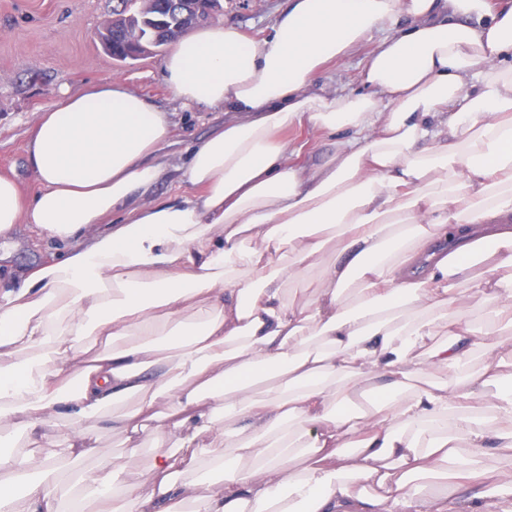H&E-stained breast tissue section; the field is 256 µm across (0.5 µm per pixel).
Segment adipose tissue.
<instances>
[{"label": "adipose tissue", "instance_id": "obj_1", "mask_svg": "<svg viewBox=\"0 0 512 512\" xmlns=\"http://www.w3.org/2000/svg\"><path fill=\"white\" fill-rule=\"evenodd\" d=\"M371 40L360 92L319 86ZM164 72L232 114L181 202L139 203L171 123L118 78L38 116L32 200L0 177V238L55 247L0 281V446H34L0 449V512H500L512 346L480 338L512 327V4L288 0L270 36L197 28ZM303 126L335 135L325 162L295 163ZM104 416L151 442L145 477L100 453Z\"/></svg>", "mask_w": 512, "mask_h": 512}]
</instances>
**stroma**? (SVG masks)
<instances>
[{"label": "stroma", "instance_id": "obj_1", "mask_svg": "<svg viewBox=\"0 0 512 512\" xmlns=\"http://www.w3.org/2000/svg\"><path fill=\"white\" fill-rule=\"evenodd\" d=\"M287 0H224L217 23L237 26L248 39L269 35ZM112 0H0V176L17 180L24 198H33L40 184L26 157V142L40 112L59 102L65 87L77 89L113 77L168 112L173 136L159 151L168 178L152 187L145 202H178L191 188L180 176L191 149L227 120L220 107H183L164 76L167 48L129 64L112 60L97 37L112 17ZM369 47L342 63L327 66L321 82L329 88L356 92ZM290 148L299 161L321 163L333 151L332 135L308 128L289 129ZM51 256L46 243L30 225L13 230L0 268L20 275L46 263Z\"/></svg>", "mask_w": 512, "mask_h": 512}]
</instances>
